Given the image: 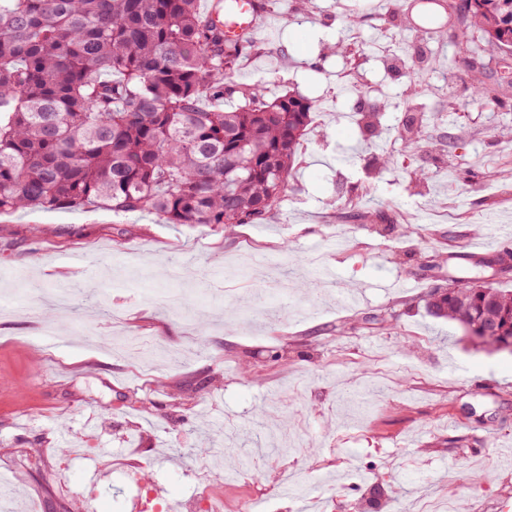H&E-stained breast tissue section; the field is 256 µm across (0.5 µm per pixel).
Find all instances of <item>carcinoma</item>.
<instances>
[{"label": "carcinoma", "mask_w": 512, "mask_h": 512, "mask_svg": "<svg viewBox=\"0 0 512 512\" xmlns=\"http://www.w3.org/2000/svg\"><path fill=\"white\" fill-rule=\"evenodd\" d=\"M453 8L512 54V0ZM247 47L198 0H0V215L102 206L226 230L274 217L313 105L252 86L234 108L204 106ZM511 87L479 81L474 95ZM427 307L478 347L512 337V290L494 282L437 286ZM490 320L500 335L482 333Z\"/></svg>", "instance_id": "obj_1"}]
</instances>
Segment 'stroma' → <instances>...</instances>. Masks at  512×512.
Listing matches in <instances>:
<instances>
[{"mask_svg": "<svg viewBox=\"0 0 512 512\" xmlns=\"http://www.w3.org/2000/svg\"><path fill=\"white\" fill-rule=\"evenodd\" d=\"M265 2L220 105L254 84L315 105L274 218L228 234L103 207L0 216L9 512H151L205 480L218 503L262 494L272 512H425L442 494L454 512L512 508V356L426 307L460 275L442 254L486 224L512 237V91L483 105L471 89L502 55L476 36L469 62L449 61L464 20L448 0ZM418 46L435 62L413 89ZM415 109L410 142L397 130ZM62 281L92 300L54 308ZM49 307L45 340L32 314ZM291 471L305 498L279 495Z\"/></svg>", "mask_w": 512, "mask_h": 512, "instance_id": "1", "label": "stroma"}]
</instances>
